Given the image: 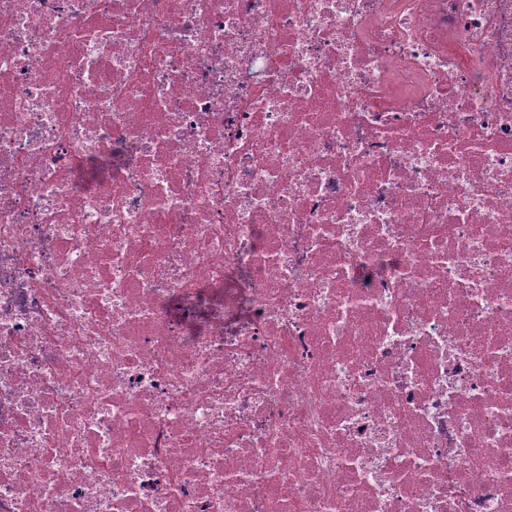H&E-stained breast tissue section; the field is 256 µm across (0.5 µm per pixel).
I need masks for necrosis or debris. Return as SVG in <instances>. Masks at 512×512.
<instances>
[{"mask_svg":"<svg viewBox=\"0 0 512 512\" xmlns=\"http://www.w3.org/2000/svg\"><path fill=\"white\" fill-rule=\"evenodd\" d=\"M0 512H512V0H0Z\"/></svg>","mask_w":512,"mask_h":512,"instance_id":"necrosis-or-debris-1","label":"necrosis or debris"}]
</instances>
